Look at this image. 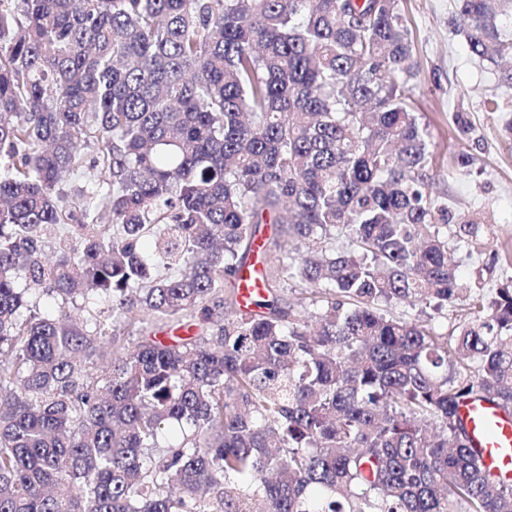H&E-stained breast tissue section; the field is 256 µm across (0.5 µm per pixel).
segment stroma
<instances>
[{
    "label": "stroma",
    "mask_w": 512,
    "mask_h": 512,
    "mask_svg": "<svg viewBox=\"0 0 512 512\" xmlns=\"http://www.w3.org/2000/svg\"><path fill=\"white\" fill-rule=\"evenodd\" d=\"M400 10L418 63L410 104L434 144V193L491 230L482 243L454 252L458 273L465 284L478 276L500 285L512 280V265L494 255L501 245H512V135L505 130L512 122V90L501 85L497 66L468 52L456 31L462 23L457 0H400ZM492 95L501 99L502 111L484 110ZM458 112L471 126L468 134L453 122ZM463 152L473 159L464 170L456 165Z\"/></svg>",
    "instance_id": "stroma-1"
}]
</instances>
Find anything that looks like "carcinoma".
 <instances>
[{"label":"carcinoma","instance_id":"cac0c4a2","mask_svg":"<svg viewBox=\"0 0 512 512\" xmlns=\"http://www.w3.org/2000/svg\"><path fill=\"white\" fill-rule=\"evenodd\" d=\"M459 6L511 89L512 0ZM415 66L399 0H0V512H512L458 415L512 410V282H459ZM260 224L293 307L224 301ZM467 307L465 303L458 302L456 305L448 306L447 310L443 311V314L435 315V324L443 331H448V335L454 328L462 323L467 316Z\"/></svg>","mask_w":512,"mask_h":512}]
</instances>
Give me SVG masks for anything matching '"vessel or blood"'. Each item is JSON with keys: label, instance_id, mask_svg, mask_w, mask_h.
Here are the masks:
<instances>
[{"label": "vessel or blood", "instance_id": "1", "mask_svg": "<svg viewBox=\"0 0 512 512\" xmlns=\"http://www.w3.org/2000/svg\"><path fill=\"white\" fill-rule=\"evenodd\" d=\"M263 244L255 242L252 257L241 269L238 289L242 304L262 289ZM471 443L483 467L512 478V414L488 401H470L460 409Z\"/></svg>", "mask_w": 512, "mask_h": 512}]
</instances>
